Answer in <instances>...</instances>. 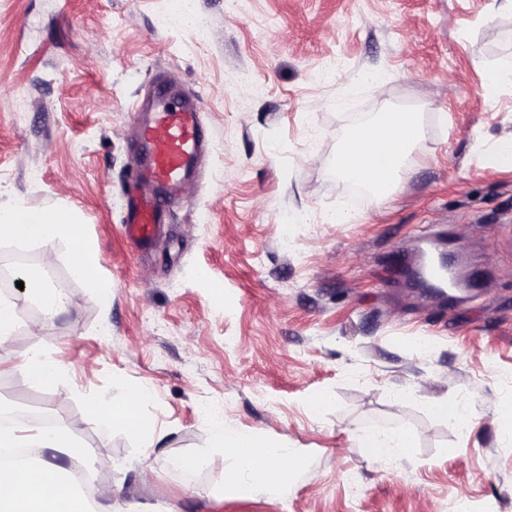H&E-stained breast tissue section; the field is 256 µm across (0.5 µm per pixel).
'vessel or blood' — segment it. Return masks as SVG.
I'll list each match as a JSON object with an SVG mask.
<instances>
[{
  "instance_id": "1",
  "label": "vessel or blood",
  "mask_w": 512,
  "mask_h": 512,
  "mask_svg": "<svg viewBox=\"0 0 512 512\" xmlns=\"http://www.w3.org/2000/svg\"><path fill=\"white\" fill-rule=\"evenodd\" d=\"M152 122L140 127L144 152L137 179L141 194L129 196L125 232L137 245H149L156 225L164 223L163 202L179 194L185 174L197 163L209 138L200 121V102L176 104L164 85H156Z\"/></svg>"
}]
</instances>
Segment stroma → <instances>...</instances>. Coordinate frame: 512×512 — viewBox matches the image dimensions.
<instances>
[{
    "label": "stroma",
    "instance_id": "obj_1",
    "mask_svg": "<svg viewBox=\"0 0 512 512\" xmlns=\"http://www.w3.org/2000/svg\"><path fill=\"white\" fill-rule=\"evenodd\" d=\"M490 3L0 0V204L74 214L112 283L110 302L91 294L66 239L0 241V263L66 298L46 325L17 302L0 403L63 413L112 512H512V165L496 159L512 81L484 91L512 14ZM159 73L200 96L211 147L142 251L124 192L133 105ZM390 109L420 113L422 139L395 191L362 200L336 156ZM426 243L464 289L412 279ZM35 350L64 367L53 393L24 372ZM141 386L151 447L87 420L88 397ZM217 402L225 428L302 453L284 493L225 484ZM364 424L408 431L412 453L375 455ZM193 454L205 466L184 469Z\"/></svg>",
    "mask_w": 512,
    "mask_h": 512
}]
</instances>
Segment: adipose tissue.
Listing matches in <instances>:
<instances>
[{
	"label": "adipose tissue",
	"instance_id": "adipose-tissue-1",
	"mask_svg": "<svg viewBox=\"0 0 512 512\" xmlns=\"http://www.w3.org/2000/svg\"><path fill=\"white\" fill-rule=\"evenodd\" d=\"M419 136V117L411 111L389 110L377 113L367 124L355 129L336 159L339 178H355L370 187L375 196L387 195ZM67 238L73 253L72 269L96 296H112V284L99 274L100 261L95 249L84 240L73 214L61 209H40L16 199L0 206V240L46 242ZM150 391L134 390L121 402L108 404L91 397L86 401L89 422L107 421L122 427L129 435L146 441L151 430L142 418V403ZM212 447L222 450L233 461L225 475L229 484L248 478L254 489L279 492L286 484L289 468L301 466V456L291 448H275L247 433L225 430L222 421H213ZM0 448H25L32 465L26 469L0 467V512H112V490H99L97 503L71 481L65 469L44 458L51 450L82 462L88 450L74 442L68 429L51 430L24 425L0 429Z\"/></svg>",
	"mask_w": 512,
	"mask_h": 512
}]
</instances>
